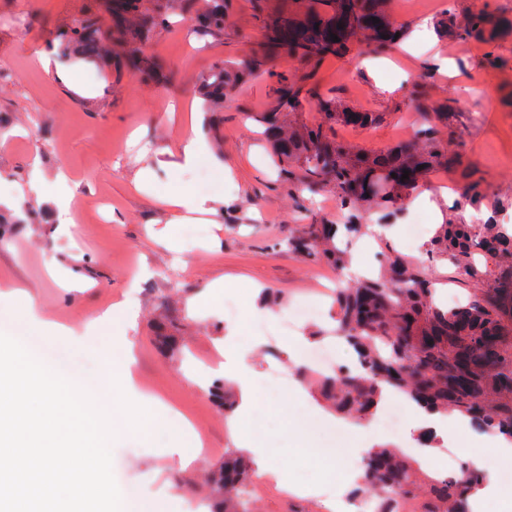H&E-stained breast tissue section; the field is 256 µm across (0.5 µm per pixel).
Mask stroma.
<instances>
[{
	"label": "stroma",
	"mask_w": 512,
	"mask_h": 512,
	"mask_svg": "<svg viewBox=\"0 0 512 512\" xmlns=\"http://www.w3.org/2000/svg\"><path fill=\"white\" fill-rule=\"evenodd\" d=\"M103 2L0 0V71L10 74L0 82V113L13 123L9 134H0V190L23 189L37 173L45 182L44 196L27 201L39 211V223L0 241V331L36 338V351L50 361L67 358L63 376L81 383L86 373L99 372L94 351L112 347V328L101 327L76 345L56 332L35 331L15 308L29 298L46 322L79 327L129 300L136 312L130 334L140 388L190 418L201 447L194 466L182 470L171 455L179 430L164 425L147 439L116 423L115 479L138 481L141 499L157 512H185L186 499L207 497L208 474L225 453L238 452L230 431L235 422L290 477L313 489L288 494L266 482L250 494L254 512H321L323 491L341 488L350 457L323 455L327 436L311 418L321 401L311 389L294 394L299 378L289 345L316 329L332 333L335 308L321 291L335 288L337 273L283 241L295 224H342L348 213L332 190L313 199L298 180L278 177L249 119L268 108L281 74L297 78L306 67L295 59L241 79L223 105L206 111L205 148L196 168H162L159 160L183 139L191 108L203 104L199 77L217 61L260 52L261 25L250 0H225L224 36L206 48L191 47L175 27L150 36L144 50L162 61L160 80L142 81L117 55L106 65L72 63L60 79L46 73L38 59L48 40L66 35L75 18ZM390 10L413 54L398 58L394 68L386 64L392 51L375 54L366 69L362 57L349 52L319 69L322 94L336 97L342 108L384 115L365 128L334 125L337 139L383 150L402 141L403 130L421 122L423 113L447 105L448 124L439 134L463 165L432 170L420 189L442 187L447 196L432 206L407 205L398 225L419 214L437 224L439 213L472 180L486 184L484 214L512 224V0H453L451 9L440 6L429 16L420 13L417 0H390ZM449 10L460 20L485 11L504 26L490 43L438 34L435 25ZM431 45L452 60L454 77L434 71L426 52ZM60 171L68 176L70 206L85 233L55 219L52 197ZM142 171L151 182L139 191L134 181ZM180 188L221 203L202 220L177 222L161 198ZM61 272L87 280V288L64 291L57 282ZM220 279L229 289H215ZM317 298L322 317L295 332H278L280 314ZM163 319L174 325L176 345L168 352L156 340ZM230 336L259 374L255 413L243 420L224 412L207 392Z\"/></svg>",
	"instance_id": "stroma-1"
}]
</instances>
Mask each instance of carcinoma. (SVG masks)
<instances>
[{
  "label": "carcinoma",
  "mask_w": 512,
  "mask_h": 512,
  "mask_svg": "<svg viewBox=\"0 0 512 512\" xmlns=\"http://www.w3.org/2000/svg\"><path fill=\"white\" fill-rule=\"evenodd\" d=\"M177 1L185 11L204 3L190 34L207 43L224 35V0H110L113 26L107 41L98 36L102 17L87 12L76 20L57 60L68 65L74 52L98 63L116 51L143 80L151 81L160 67L144 61L135 39L169 27ZM252 7L262 23L264 49L237 63L238 71L256 74L278 58H300L309 67L297 80L283 78L268 110L254 116L286 175L301 170L312 192L335 188L343 208L395 213L431 169L460 164L459 154L429 122L418 126L410 139L369 153L336 140L332 128L338 122L368 127L381 120L380 112L341 110L335 98L319 96L316 119H290L315 94L307 83L324 61L353 49L382 51L397 41L401 27L389 13L387 0H306L295 12H269L264 0H252ZM374 17L379 22H373ZM498 32V24L486 13L456 27L458 35L485 43ZM333 34L338 41L331 39ZM235 77L226 63L212 65L200 79L204 99L224 101ZM404 173L408 178L403 180ZM465 195L470 206L485 201L478 181L466 186ZM364 228L356 221L342 226L304 224L290 232L286 246L342 270L350 254L339 245V231L350 235ZM429 251L472 285L471 297L452 308L439 306L433 300L432 279L422 267L397 255L386 256L377 275L336 292V331L348 339L364 368L346 369L322 381L320 394L336 413L360 418L372 413L381 388L388 386L420 406L468 418L481 433L512 437V225L492 220L468 224L453 217L438 226ZM210 394L224 411H232L224 379L212 382ZM253 479L243 457L224 453L211 477L214 512H252L248 486ZM484 479L483 472L469 468L448 481L424 471L396 448L369 454L361 475L362 486L381 501L382 512H394L392 503L398 498L423 499L420 512H471V497Z\"/></svg>",
  "instance_id": "obj_1"
}]
</instances>
